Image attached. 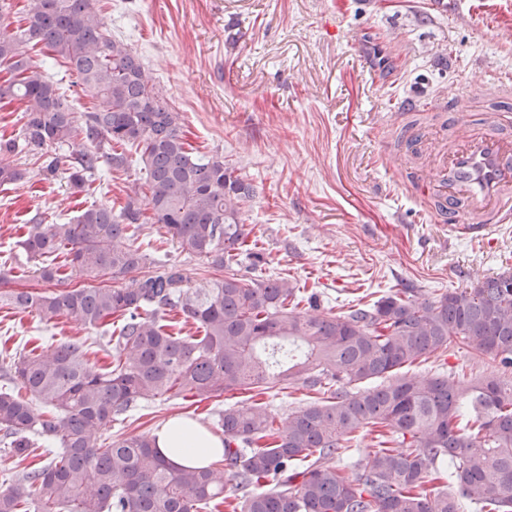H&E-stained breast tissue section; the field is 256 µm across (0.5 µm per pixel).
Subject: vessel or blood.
Returning <instances> with one entry per match:
<instances>
[{
	"label": "vessel or blood",
	"instance_id": "vessel-or-blood-1",
	"mask_svg": "<svg viewBox=\"0 0 512 512\" xmlns=\"http://www.w3.org/2000/svg\"><path fill=\"white\" fill-rule=\"evenodd\" d=\"M476 99L512 104V79L479 83L470 95L448 101L455 131L439 162L440 175L420 180L435 215L447 219L454 237H485L496 225L512 222V127L498 112L475 119L471 103Z\"/></svg>",
	"mask_w": 512,
	"mask_h": 512
}]
</instances>
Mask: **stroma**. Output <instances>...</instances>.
I'll use <instances>...</instances> for the list:
<instances>
[{"label":"stroma","mask_w":512,"mask_h":512,"mask_svg":"<svg viewBox=\"0 0 512 512\" xmlns=\"http://www.w3.org/2000/svg\"><path fill=\"white\" fill-rule=\"evenodd\" d=\"M105 28L126 43L179 113L194 154L236 165L253 198L243 217L254 254L237 266L253 279L287 278L319 313L342 314L360 303L416 289L434 299L483 277L512 273V223L491 240L458 238L429 214L410 178L413 164L390 166L388 150H405L401 131L412 119L405 102L428 104L423 125L434 128L431 162L446 150L445 98L469 94L489 76L512 77V0H92ZM32 62L68 98L76 124L92 111L90 93L73 83L41 45ZM75 139L62 147L14 158L21 180L0 186V268L10 290H45L21 245L24 224L42 216L69 223L85 209L124 206L145 171L136 148L127 168L103 166L78 191L63 169L90 148ZM61 171L48 173L49 158ZM147 256V270L172 266L189 287L220 279L205 261L178 249L158 224L129 229ZM123 319L95 328L61 318L50 324L0 308V345L8 353L69 340L85 341L94 370L110 367ZM466 377L497 372L493 357L459 343L406 368L411 379L444 370ZM223 398L193 403L159 397L113 423L110 440L151 433L170 418L215 423Z\"/></svg>","instance_id":"stroma-1"}]
</instances>
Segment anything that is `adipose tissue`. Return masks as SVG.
Here are the masks:
<instances>
[{"instance_id": "ef3b65f1", "label": "adipose tissue", "mask_w": 512, "mask_h": 512, "mask_svg": "<svg viewBox=\"0 0 512 512\" xmlns=\"http://www.w3.org/2000/svg\"><path fill=\"white\" fill-rule=\"evenodd\" d=\"M154 448L178 467H204L223 454L224 442L188 417H175L151 434Z\"/></svg>"}]
</instances>
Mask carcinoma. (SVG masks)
<instances>
[{"instance_id": "carcinoma-1", "label": "carcinoma", "mask_w": 512, "mask_h": 512, "mask_svg": "<svg viewBox=\"0 0 512 512\" xmlns=\"http://www.w3.org/2000/svg\"><path fill=\"white\" fill-rule=\"evenodd\" d=\"M20 34L0 32V103L24 104L18 135L0 140V186L23 178L12 157L21 146L42 149L83 136L140 147L152 221L182 251L224 270L205 292L171 269L138 274L146 255L127 243L140 223L136 200L116 214L101 204L72 224L34 218L21 244L38 261L36 275L62 286L50 294L0 293V305L97 327L124 317L115 365L89 367L85 342L14 354L0 364V432L4 472L0 512H512V381L491 375L466 386L440 372L400 376L423 357L461 339L476 355L512 366V274L478 280L434 301L411 293L383 296L347 313L314 314L294 302L288 280H244L237 257L250 233L241 209L253 188L230 162L197 158L185 146L180 115L150 83L141 60L110 34L90 0H26ZM44 44L76 84L97 100L84 126L57 83L31 63L24 46ZM114 169L122 155L85 152L66 169L86 188L100 159ZM71 256L63 274L49 258ZM130 276L120 288L68 287L73 276ZM177 308L201 336L164 329ZM301 383L317 394L277 421L268 404L231 405L218 413L224 460L176 468L152 449L150 436L102 441L112 423L159 396L200 400L240 390H282ZM471 426L461 425L464 415ZM379 432L358 478L336 465L354 434ZM44 464H25L35 449ZM448 464V485L440 479ZM234 481L232 501L224 497Z\"/></svg>"}]
</instances>
